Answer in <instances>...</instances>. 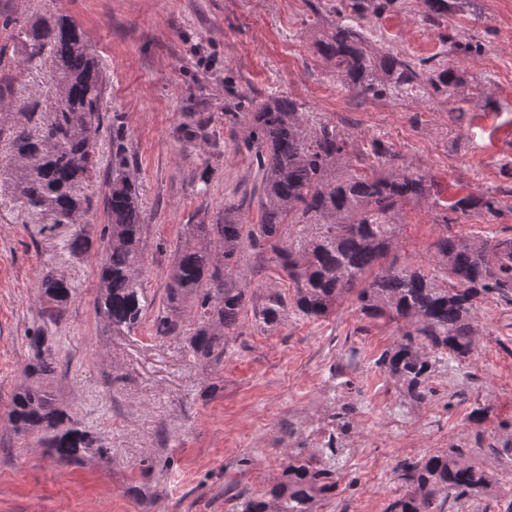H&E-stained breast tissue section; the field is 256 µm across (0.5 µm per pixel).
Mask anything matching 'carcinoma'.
Listing matches in <instances>:
<instances>
[{"mask_svg":"<svg viewBox=\"0 0 512 512\" xmlns=\"http://www.w3.org/2000/svg\"><path fill=\"white\" fill-rule=\"evenodd\" d=\"M424 2L432 21L447 15L448 0ZM394 3L340 0L336 26L320 41L321 54L334 62L357 98L381 94L382 82L373 74L376 68L402 84L418 83L425 74V59L415 62L388 53L375 62L368 55L364 22L381 16ZM17 37L29 62L47 49L52 52L53 81L62 102L48 101V116L37 134L27 126L41 119L39 103L17 104L15 111L0 113V139L9 142L13 153L7 175L29 210L53 224H82L91 208L87 189L101 169L93 132L101 123L106 75L80 27L65 16L20 28ZM435 72L429 78L435 91L457 86L453 66L441 63ZM242 117L245 144L261 175L260 222L243 224L228 207L215 223L192 225L191 240L167 272L159 332L180 335L181 320L195 308L200 319L187 347L198 360L220 358L247 302V290L237 287L236 280L241 252L250 246L269 254V261L295 285L292 300L275 292L255 305V317L265 327L281 324L290 308L308 319L325 317L353 296L366 317L403 321L399 339L382 353L379 364L404 387L411 402L423 403L442 355L464 358L473 350L477 299L493 294L512 297V238L465 241L445 235L434 244L438 275L420 265L402 264L390 255L393 219L404 204L431 195V177L395 165L397 155L382 141L373 142L371 154L364 157L369 172L336 175L347 164L345 139L328 126L307 136L298 104L290 97H268ZM128 166L124 148L116 146L107 196L110 223L103 233L95 303L97 315L114 332L135 325L143 310L138 276L143 261L142 212ZM477 204L486 214L497 211L493 199L453 196L439 223L448 225V213H464ZM297 216L328 225L326 234L301 252L284 241L286 221ZM39 288L52 311L65 308L73 297L71 285L50 271ZM32 343L34 360L24 369L25 381L8 414L13 431L40 435L60 463L88 453L108 459L107 450L71 420L41 382L55 359L44 337L36 335ZM398 470L406 490L389 512H444L446 505L496 483L493 472L468 461L460 448L403 461ZM339 482L332 460L290 453L281 476L264 492L244 498L241 512H316L318 501L335 495Z\"/></svg>","mask_w":512,"mask_h":512,"instance_id":"cac0c4a2","label":"carcinoma"}]
</instances>
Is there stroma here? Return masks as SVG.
I'll return each mask as SVG.
<instances>
[{
    "mask_svg": "<svg viewBox=\"0 0 512 512\" xmlns=\"http://www.w3.org/2000/svg\"><path fill=\"white\" fill-rule=\"evenodd\" d=\"M453 2L433 25L423 0H399L366 25L365 37L376 57L457 66L459 85L438 94L427 83L388 80L381 96L360 100L318 50L336 23V0H0V19L12 21L0 26V84L13 90L0 112L51 90V60L26 62L18 25L73 19L109 79L94 135L104 171L88 190L83 226L92 249L73 255V226H50L0 192V512H240L239 493L264 490L285 455L326 452L346 406L354 427L340 437V491L317 512H386L402 492L400 461L457 446L498 478L461 512H504L512 502V303L478 300L472 353L445 355L419 405L377 364L397 324L362 317L350 299L327 317L291 314L272 329L245 306L217 361L188 351L193 314L180 336L156 330L166 272L188 225L212 223L229 206L242 223L260 219L256 163L235 113L270 95L296 100L307 131L336 127L351 156L380 140L402 165L432 176L437 194L407 203L396 218L401 262L433 269L430 250L445 230L512 237V0ZM471 38L479 52L452 53L451 40ZM186 123L199 126L196 140L182 138ZM119 142L144 217L145 307L138 324L116 335L97 316L95 298L107 169ZM453 194L499 198L498 212H459L439 225L440 202ZM239 266L255 297H293L266 254L245 250ZM49 269L74 288L58 314L39 295ZM38 334L58 355L46 384L73 421L99 437L109 462L88 454L59 464L39 437L9 426ZM479 407L478 423L470 413Z\"/></svg>",
    "mask_w": 512,
    "mask_h": 512,
    "instance_id": "obj_1",
    "label": "stroma"
}]
</instances>
